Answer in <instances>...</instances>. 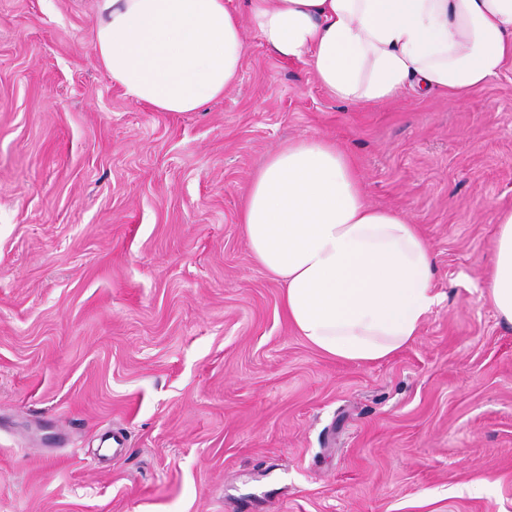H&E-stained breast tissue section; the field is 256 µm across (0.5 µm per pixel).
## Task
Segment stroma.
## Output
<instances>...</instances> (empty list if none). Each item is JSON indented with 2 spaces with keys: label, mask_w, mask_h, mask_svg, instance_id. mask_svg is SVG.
<instances>
[{
  "label": "stroma",
  "mask_w": 512,
  "mask_h": 512,
  "mask_svg": "<svg viewBox=\"0 0 512 512\" xmlns=\"http://www.w3.org/2000/svg\"><path fill=\"white\" fill-rule=\"evenodd\" d=\"M96 0H0V512H512V68L461 105L341 102L252 29L200 112L132 102ZM350 155L444 296L373 364L290 326L240 224L271 152ZM498 224L485 283L495 314L512 324V210L497 215Z\"/></svg>",
  "instance_id": "obj_1"
}]
</instances>
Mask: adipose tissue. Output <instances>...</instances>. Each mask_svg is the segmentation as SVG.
I'll return each mask as SVG.
<instances>
[{
  "mask_svg": "<svg viewBox=\"0 0 512 512\" xmlns=\"http://www.w3.org/2000/svg\"><path fill=\"white\" fill-rule=\"evenodd\" d=\"M98 0L93 54L129 99L198 112L237 83L251 25L276 57L307 65L354 104L407 88L466 101L512 65V0ZM241 222L255 262L283 285L300 336L327 357L363 364L414 343L442 302L417 225L364 194L349 156L322 137L271 153ZM485 283L512 324V210L499 213Z\"/></svg>",
  "mask_w": 512,
  "mask_h": 512,
  "instance_id": "1",
  "label": "adipose tissue"
}]
</instances>
